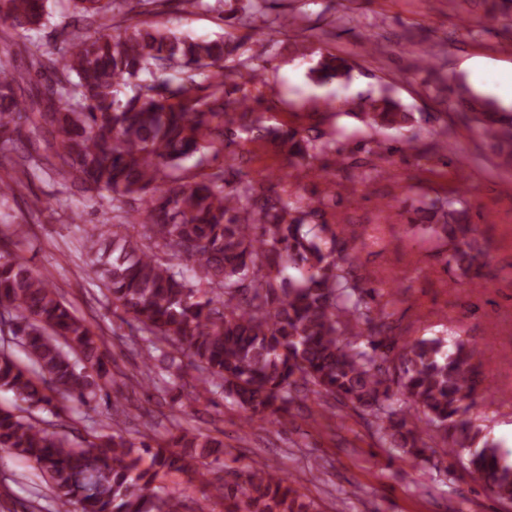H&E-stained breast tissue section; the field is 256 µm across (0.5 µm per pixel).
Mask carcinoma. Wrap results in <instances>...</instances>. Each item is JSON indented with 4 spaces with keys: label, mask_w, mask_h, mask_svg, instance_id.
<instances>
[{
    "label": "carcinoma",
    "mask_w": 512,
    "mask_h": 512,
    "mask_svg": "<svg viewBox=\"0 0 512 512\" xmlns=\"http://www.w3.org/2000/svg\"><path fill=\"white\" fill-rule=\"evenodd\" d=\"M47 2L0 0V19L9 22L0 44L26 55L46 85L26 99V78L0 65V145L15 143L23 129L29 134V145L0 154V201L42 176L112 203L113 223L87 238L86 255L114 311L143 334L147 371L157 367L174 381L186 359L197 372L193 401L219 394L249 417L277 418L301 392L331 396L372 415L383 446L414 461L425 457L424 435L433 433L448 453L467 454L469 469L499 502H512V462L471 415L476 349L460 338L448 349L439 337L397 344L348 242L313 223L324 200L296 207L250 177L236 156L209 173L181 166L218 156L242 133L279 141L293 165L310 167L329 147L251 118L245 78L268 60L241 58L230 39L118 22L127 0H70L72 19L55 23L59 46L34 51L27 32L51 23ZM312 73L326 81L349 68L328 55ZM231 112L239 124L224 119ZM360 115L368 127L395 133L367 149L379 158L417 141L427 121L388 96L369 100ZM473 120L511 159L512 116L486 110ZM456 203L423 201L415 211L448 242L446 264L479 282L487 244ZM0 310L27 358L23 366L0 349V388L30 408L53 406L57 394L75 412L109 396L103 327L78 316L48 274L2 251ZM159 343L171 351L155 366ZM393 383L411 425L386 409ZM51 426L0 408V451L40 469L58 512H184L183 500L158 495L155 483L172 474L193 480L200 459L224 447L218 437L180 428L138 439L121 429L96 431L75 444ZM209 486L224 512H317L264 467L242 484L219 477Z\"/></svg>",
    "instance_id": "cac0c4a2"
}]
</instances>
